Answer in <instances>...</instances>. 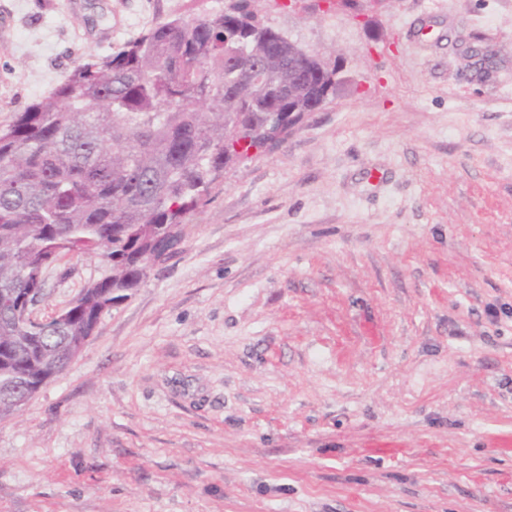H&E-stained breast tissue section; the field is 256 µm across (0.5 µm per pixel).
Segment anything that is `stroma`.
I'll return each mask as SVG.
<instances>
[{
    "mask_svg": "<svg viewBox=\"0 0 512 512\" xmlns=\"http://www.w3.org/2000/svg\"><path fill=\"white\" fill-rule=\"evenodd\" d=\"M223 6L0 0V125ZM250 7L344 80L0 420V512H512V0ZM92 333L89 336H83L80 340L75 342L70 343L66 340L65 343L58 349V358L53 369L56 375L63 373L66 367L82 353Z\"/></svg>",
    "mask_w": 512,
    "mask_h": 512,
    "instance_id": "35a3bbf8",
    "label": "stroma"
}]
</instances>
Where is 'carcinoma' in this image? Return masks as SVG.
I'll return each mask as SVG.
<instances>
[{
	"label": "carcinoma",
	"instance_id": "cac0c4a2",
	"mask_svg": "<svg viewBox=\"0 0 512 512\" xmlns=\"http://www.w3.org/2000/svg\"><path fill=\"white\" fill-rule=\"evenodd\" d=\"M261 84L246 91L253 71ZM335 70L303 67L288 37L248 0L149 29L106 58L89 57L48 96L0 125V295L44 287L51 263L94 252L105 265L60 331L20 325L0 307V413L6 394L41 381L17 336L54 352L130 298L154 256L181 243L178 226L225 166L335 95Z\"/></svg>",
	"mask_w": 512,
	"mask_h": 512
}]
</instances>
